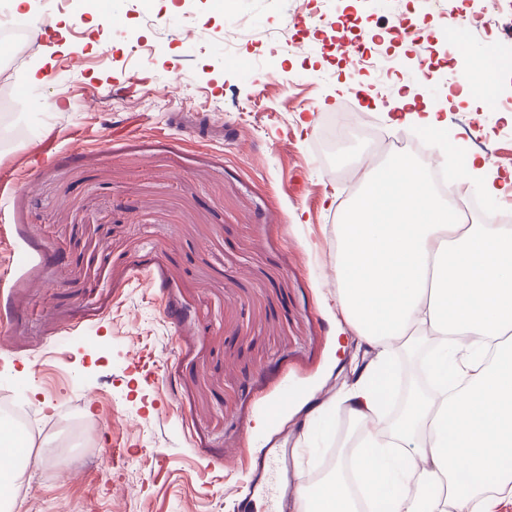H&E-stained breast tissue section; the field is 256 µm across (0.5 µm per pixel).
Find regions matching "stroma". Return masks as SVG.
I'll use <instances>...</instances> for the list:
<instances>
[{
    "label": "stroma",
    "mask_w": 512,
    "mask_h": 512,
    "mask_svg": "<svg viewBox=\"0 0 512 512\" xmlns=\"http://www.w3.org/2000/svg\"><path fill=\"white\" fill-rule=\"evenodd\" d=\"M469 0H125L107 46L92 14L34 0L43 39L0 71L22 137L0 146V391L31 427L10 512H238L258 459L297 449L303 484L343 463L344 407L304 430L301 397L333 395L370 354L337 335L336 224L376 143L321 136L338 116L421 141L440 167L451 143L512 173V112L485 111L462 81L402 71L396 94L448 116L445 138L393 128L386 108L340 90L330 48L351 13L386 34L468 21ZM292 17L302 50L264 34ZM139 37L154 60L124 51ZM38 67L42 84L27 75ZM281 405L277 424L256 431ZM99 422L110 458L67 446L62 419Z\"/></svg>",
    "instance_id": "35a3bbf8"
}]
</instances>
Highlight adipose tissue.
<instances>
[{
    "label": "adipose tissue",
    "mask_w": 512,
    "mask_h": 512,
    "mask_svg": "<svg viewBox=\"0 0 512 512\" xmlns=\"http://www.w3.org/2000/svg\"><path fill=\"white\" fill-rule=\"evenodd\" d=\"M347 326L373 356L338 393L366 431L350 460L376 512H483L512 491V228L467 224L408 157L371 169L337 225ZM432 344V390L375 429L396 345ZM297 512H355L341 472L300 488Z\"/></svg>",
    "instance_id": "ef3b65f1"
}]
</instances>
